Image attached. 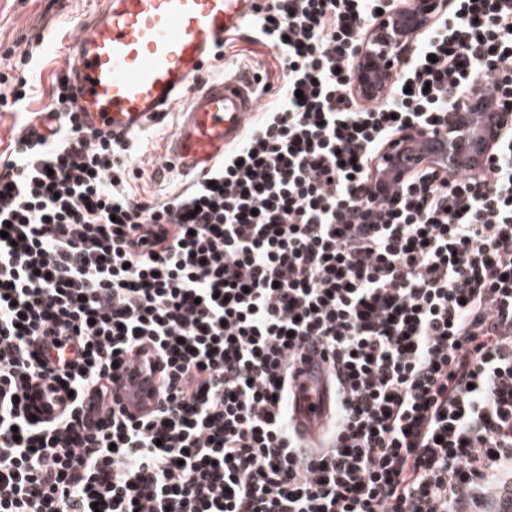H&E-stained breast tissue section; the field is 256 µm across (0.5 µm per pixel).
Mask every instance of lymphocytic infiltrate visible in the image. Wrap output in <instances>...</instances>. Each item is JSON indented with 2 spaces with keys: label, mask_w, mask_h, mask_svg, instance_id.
<instances>
[{
  "label": "lymphocytic infiltrate",
  "mask_w": 512,
  "mask_h": 512,
  "mask_svg": "<svg viewBox=\"0 0 512 512\" xmlns=\"http://www.w3.org/2000/svg\"><path fill=\"white\" fill-rule=\"evenodd\" d=\"M395 5L265 0V107L157 194L150 131L84 129L68 70L30 111L48 40L0 56V512H512V130L481 173L372 190L472 88L512 112V0H451L366 105L356 49ZM310 343L337 400L312 451L286 408ZM132 360L161 379L140 416Z\"/></svg>",
  "instance_id": "f902f5d3"
}]
</instances>
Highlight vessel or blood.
Wrapping results in <instances>:
<instances>
[{
  "instance_id": "obj_1",
  "label": "vessel or blood",
  "mask_w": 512,
  "mask_h": 512,
  "mask_svg": "<svg viewBox=\"0 0 512 512\" xmlns=\"http://www.w3.org/2000/svg\"><path fill=\"white\" fill-rule=\"evenodd\" d=\"M263 0H107L103 16L86 26L75 42L70 65L77 110L84 127L130 135L161 119L176 95L186 101L166 153L178 170H208L236 145L259 100L253 72L205 81L201 71L225 34L244 26ZM394 164L378 163L375 175L388 191L399 176L440 164L450 176L476 174L486 168L466 147L446 155L432 135L405 143ZM157 376L129 367L120 396L127 411L138 415L154 403ZM334 407L328 366L319 355L302 364L288 400L294 426L309 436L320 433Z\"/></svg>"
}]
</instances>
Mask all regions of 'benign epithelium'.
<instances>
[{"label":"benign epithelium","mask_w":512,"mask_h":512,"mask_svg":"<svg viewBox=\"0 0 512 512\" xmlns=\"http://www.w3.org/2000/svg\"><path fill=\"white\" fill-rule=\"evenodd\" d=\"M449 0H406L391 11L378 17L369 27L357 52L353 83L356 91L368 93L373 77L384 67L394 63L402 67L409 63L413 46L404 41L403 26L417 25L428 29L435 22L448 14ZM459 114L448 117V142H455L465 130L464 110L471 111L481 107L477 90L459 97ZM512 129V114L499 112L489 128V137L501 138L507 130Z\"/></svg>","instance_id":"7a95c632"}]
</instances>
